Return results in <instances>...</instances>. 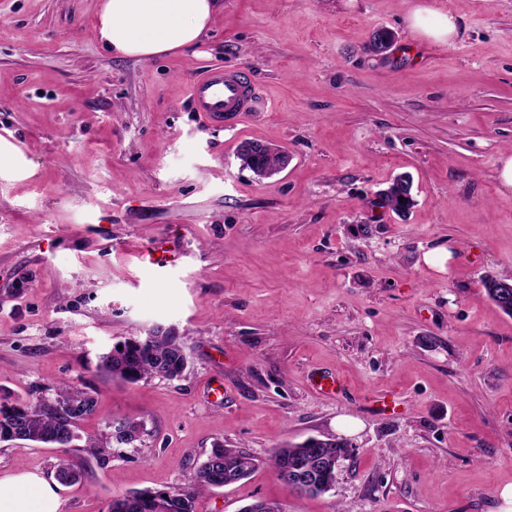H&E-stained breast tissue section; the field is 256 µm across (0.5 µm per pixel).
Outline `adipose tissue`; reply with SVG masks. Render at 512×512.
Returning a JSON list of instances; mask_svg holds the SVG:
<instances>
[{
	"mask_svg": "<svg viewBox=\"0 0 512 512\" xmlns=\"http://www.w3.org/2000/svg\"><path fill=\"white\" fill-rule=\"evenodd\" d=\"M222 9L221 0H103L96 30L99 41L119 57L150 60L197 45ZM462 19L453 13L416 12L418 34L455 43ZM61 487L30 470L0 475V512H60Z\"/></svg>",
	"mask_w": 512,
	"mask_h": 512,
	"instance_id": "adipose-tissue-1",
	"label": "adipose tissue"
}]
</instances>
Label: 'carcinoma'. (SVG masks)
I'll list each match as a JSON object with an SVG mask.
<instances>
[{
  "mask_svg": "<svg viewBox=\"0 0 512 512\" xmlns=\"http://www.w3.org/2000/svg\"><path fill=\"white\" fill-rule=\"evenodd\" d=\"M249 169H272L279 165L276 154L268 152L254 155L239 153ZM379 205L397 215H406L414 201L400 197L395 187L388 188L379 199ZM499 278L488 276L483 280L486 295L503 313L512 317V307L500 296L501 289L494 287ZM97 367L115 380L136 383L152 377L173 380L181 377L187 367V356L181 338L171 329L157 328L149 337L128 338L98 357ZM61 408L54 400L42 398L23 399L0 397V442L27 441L46 445L61 443L65 434L68 442L81 440L78 423L93 414L96 400L92 392L71 384L58 386ZM121 422L131 431L142 428V422L123 416H112L98 436L90 438L83 451L94 457L99 465H106L112 458V422ZM343 448L335 444L317 445L305 441L275 449L268 464L280 476L286 470L308 471L317 474V488L312 496L333 490V470L326 461L342 454ZM256 460L242 448H226L224 443L214 444L204 460L196 467L188 484L181 488L133 492L112 499L108 512H196L198 497L224 482L229 477L237 483L251 475ZM54 476L64 483L81 478V468L68 456L57 458L53 465Z\"/></svg>",
  "mask_w": 512,
  "mask_h": 512,
  "instance_id": "carcinoma-1",
  "label": "carcinoma"
}]
</instances>
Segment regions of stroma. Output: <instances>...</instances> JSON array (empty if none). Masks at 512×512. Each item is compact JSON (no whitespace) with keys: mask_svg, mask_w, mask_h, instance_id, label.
Instances as JSON below:
<instances>
[{"mask_svg":"<svg viewBox=\"0 0 512 512\" xmlns=\"http://www.w3.org/2000/svg\"><path fill=\"white\" fill-rule=\"evenodd\" d=\"M101 0H0V396L96 394L79 424L144 421L142 444L82 479L62 512L180 488L215 442L259 459L197 512L256 499L285 512H499L512 484V317L486 296L512 278V0H223L199 46L152 61L98 41ZM431 8L455 44L414 33ZM393 32L383 54L373 33ZM221 65L255 86L253 112L214 125L192 80ZM288 153L258 178L238 149ZM401 173L415 205L378 195ZM451 247L445 269L425 253ZM170 250L165 267L141 251ZM185 344L182 377L123 384L98 356L156 327ZM343 377L342 393L312 386ZM350 422L342 431L340 422ZM354 445L335 488L288 489L274 449ZM61 450L0 444V473L51 475ZM462 18L448 12V14L437 11L416 12L411 20V25L419 35H425L437 41H448L454 44L460 31Z\"/></svg>","mask_w":512,"mask_h":512,"instance_id":"obj_1","label":"stroma"}]
</instances>
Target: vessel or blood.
<instances>
[{"label": "vessel or blood", "instance_id": "b4317fda", "mask_svg": "<svg viewBox=\"0 0 512 512\" xmlns=\"http://www.w3.org/2000/svg\"><path fill=\"white\" fill-rule=\"evenodd\" d=\"M190 99L196 111L214 121L249 112L254 94L237 74L215 67L193 81Z\"/></svg>", "mask_w": 512, "mask_h": 512}]
</instances>
